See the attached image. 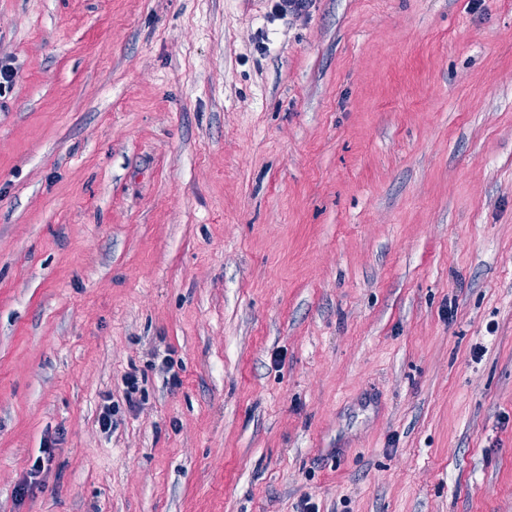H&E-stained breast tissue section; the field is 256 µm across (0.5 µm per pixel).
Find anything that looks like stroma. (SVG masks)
<instances>
[{
  "label": "stroma",
  "mask_w": 512,
  "mask_h": 512,
  "mask_svg": "<svg viewBox=\"0 0 512 512\" xmlns=\"http://www.w3.org/2000/svg\"><path fill=\"white\" fill-rule=\"evenodd\" d=\"M0 62V512H512V0H0Z\"/></svg>",
  "instance_id": "35a3bbf8"
}]
</instances>
